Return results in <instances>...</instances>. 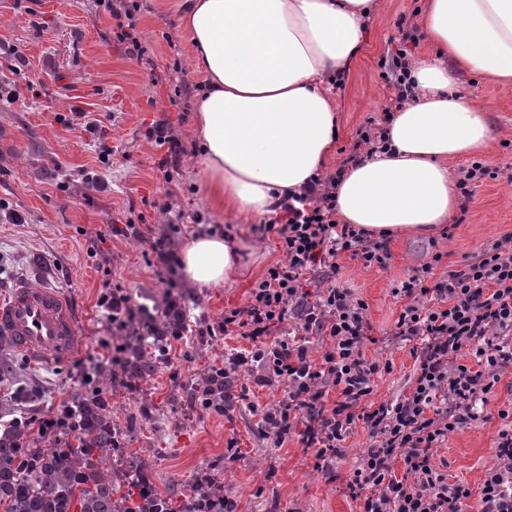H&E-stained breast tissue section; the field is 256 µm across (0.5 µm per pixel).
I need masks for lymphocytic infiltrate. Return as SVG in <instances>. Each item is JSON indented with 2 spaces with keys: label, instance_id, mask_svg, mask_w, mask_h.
Returning <instances> with one entry per match:
<instances>
[{
  "label": "lymphocytic infiltrate",
  "instance_id": "obj_1",
  "mask_svg": "<svg viewBox=\"0 0 512 512\" xmlns=\"http://www.w3.org/2000/svg\"><path fill=\"white\" fill-rule=\"evenodd\" d=\"M340 179L337 173L313 175L303 192L283 197L259 224L261 235L275 234L283 258L251 288L247 304L226 312L219 324V332L251 342L230 355L221 376L233 382L236 371L250 365L260 371L259 385H281L280 397L267 405L250 401L245 387L238 398L270 425L279 446L294 414H304L301 442L313 449L324 475H331L353 425L363 424L371 444L348 485L362 500V512H465L474 495L481 512H512V406L498 412L508 426L497 434L496 463L479 493L449 482L434 461L449 433L476 420V405L487 402L500 371L512 367V234L486 244L444 278L434 275L443 259L435 252L393 288L404 305L392 334L413 345L412 385L376 406L367 401L372 383L392 365L365 357V345L375 340L366 302L332 284L311 295L304 289L306 275L340 254L367 268L386 267L391 258L386 235L337 221ZM291 318L297 321L294 336H274L273 328ZM313 336L328 341L317 363L306 347ZM334 389L341 398L332 403ZM399 460L404 467L398 472Z\"/></svg>",
  "mask_w": 512,
  "mask_h": 512
}]
</instances>
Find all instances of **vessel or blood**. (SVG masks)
I'll use <instances>...</instances> for the list:
<instances>
[{"label":"vessel or blood","mask_w":512,"mask_h":512,"mask_svg":"<svg viewBox=\"0 0 512 512\" xmlns=\"http://www.w3.org/2000/svg\"><path fill=\"white\" fill-rule=\"evenodd\" d=\"M0 335L30 364L43 367L69 362L80 342L77 319L65 296L31 278L15 281L0 301Z\"/></svg>","instance_id":"obj_1"}]
</instances>
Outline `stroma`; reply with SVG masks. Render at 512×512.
<instances>
[{"label": "stroma", "mask_w": 512, "mask_h": 512, "mask_svg": "<svg viewBox=\"0 0 512 512\" xmlns=\"http://www.w3.org/2000/svg\"><path fill=\"white\" fill-rule=\"evenodd\" d=\"M182 3L145 0L136 20L148 49L140 62L128 56L127 42L113 34V20L97 0H0V86L20 94L19 101L0 105V296L18 278L40 277L68 295L86 338L84 348L55 370L32 368L13 348L1 347L0 400L11 398L16 416L39 421L102 389L113 422L131 427L126 456L153 457L149 480L168 496L187 499L193 479L217 473L236 512H361L347 484L369 444L363 425H353L330 479L316 471L313 451L299 441L302 422L277 448L245 402L218 412L186 401L187 381L215 372L250 340L188 335L173 342L163 363L136 386L98 383L103 346H127L129 336L142 331L135 320L113 333L98 305L103 292L127 296L130 306L152 313L171 291L191 322L215 326L225 312L246 304L255 282L282 257L274 237L257 241L260 216L228 218L210 202L195 112L206 79L192 64L194 48L180 24ZM425 5L377 0L376 11L362 21V52L346 71L343 89L332 92L339 122L330 169L342 164L370 119L395 107L398 90L385 75L386 57L401 48L411 59L430 53L425 40L406 38ZM184 59L191 67L182 73L176 64ZM458 84L494 130L491 150L476 160L496 178L477 182L466 211L450 214L451 239L394 235L383 269L363 267L345 254L336 260V285L367 303L379 339L365 347L366 359L393 367L374 379L371 399L377 403L407 391L413 375L409 344L389 334L402 307L394 285L429 261L432 251L445 254L435 270L441 276L512 232V81L462 73ZM85 112L98 119L95 130H86ZM160 128L178 140L182 153L156 146ZM100 143L112 149L109 162L97 159ZM476 160H451L455 179H463ZM162 204L167 214L159 213ZM204 234L231 235L237 270L216 286L183 277L169 288L153 243L162 242V252L178 257L190 238ZM511 399L512 371L506 370L485 413L438 448L435 458L447 461L449 481L479 491L495 462L502 426L497 410Z\"/></svg>", "instance_id": "obj_1"}]
</instances>
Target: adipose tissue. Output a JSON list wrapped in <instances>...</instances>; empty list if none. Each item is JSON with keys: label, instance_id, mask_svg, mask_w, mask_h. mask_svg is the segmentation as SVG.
Here are the masks:
<instances>
[{"label": "adipose tissue", "instance_id": "ef3b65f1", "mask_svg": "<svg viewBox=\"0 0 512 512\" xmlns=\"http://www.w3.org/2000/svg\"><path fill=\"white\" fill-rule=\"evenodd\" d=\"M371 8L372 0H184L208 80L196 111L215 208L266 213L325 168L337 115L320 82L357 58ZM419 26L450 68L415 61L419 96L394 116L385 152L349 165L336 189L344 223L375 234L431 232L456 204L447 160L491 149L485 114L459 93L458 72L512 79V0H428ZM181 264L189 280L212 286L230 277L236 256L223 238L203 236L187 242Z\"/></svg>", "mask_w": 512, "mask_h": 512}]
</instances>
